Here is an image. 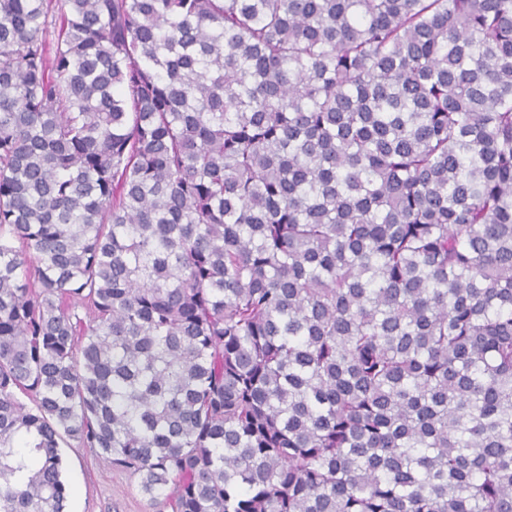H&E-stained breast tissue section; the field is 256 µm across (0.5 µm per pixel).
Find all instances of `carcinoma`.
I'll return each instance as SVG.
<instances>
[{"instance_id": "carcinoma-1", "label": "carcinoma", "mask_w": 512, "mask_h": 512, "mask_svg": "<svg viewBox=\"0 0 512 512\" xmlns=\"http://www.w3.org/2000/svg\"><path fill=\"white\" fill-rule=\"evenodd\" d=\"M72 441L171 512H512V0H0V512Z\"/></svg>"}]
</instances>
